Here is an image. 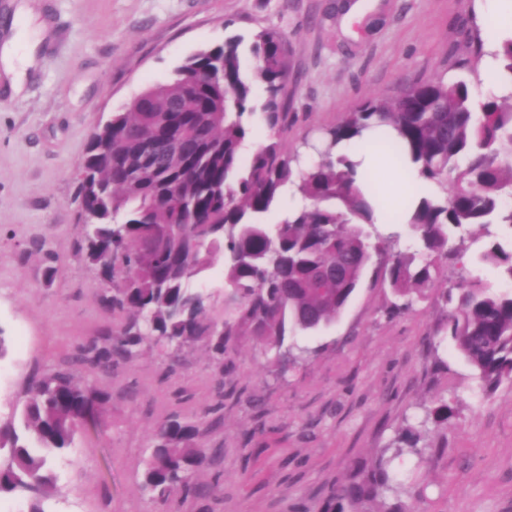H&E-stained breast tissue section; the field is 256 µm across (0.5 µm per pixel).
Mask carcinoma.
<instances>
[{"label": "carcinoma", "mask_w": 512, "mask_h": 512, "mask_svg": "<svg viewBox=\"0 0 512 512\" xmlns=\"http://www.w3.org/2000/svg\"><path fill=\"white\" fill-rule=\"evenodd\" d=\"M502 77L512 84V38L501 43ZM288 51L275 29L259 31L243 48L235 36L196 51L173 77L144 89L90 136L77 173L80 251L103 284L101 302L126 320L83 361L109 369L130 360L149 340L182 349L203 341L224 372V355L239 336H251L277 359L288 333L314 332L347 305L375 257L397 301L394 318L429 296L441 270L469 250L466 228H512V92L490 95L475 111L467 81L418 82L395 99H371L345 120L288 147ZM264 88L262 103L254 86ZM267 131L254 137L253 118ZM372 131L396 167L405 151L437 186L408 226L421 248L396 250L399 236L377 237L373 209L356 181V164L336 152ZM298 198L285 218H261L285 193ZM224 253L222 330L206 316L189 281ZM481 258L512 279V249L492 240ZM436 300L449 308L446 327L484 388L512 381V291L463 280ZM17 420L0 426V495L31 493L29 512H45L43 489L51 462L76 435L102 426L100 392L58 369L28 383ZM143 487L164 500L192 491L190 476L203 450L190 426H160ZM398 490L389 461L379 459L361 480L336 489L322 512H353L363 501Z\"/></svg>", "instance_id": "1"}]
</instances>
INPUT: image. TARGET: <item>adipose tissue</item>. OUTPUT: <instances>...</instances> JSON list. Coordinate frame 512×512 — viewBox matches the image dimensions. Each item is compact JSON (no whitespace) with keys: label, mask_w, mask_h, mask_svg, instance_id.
<instances>
[{"label":"adipose tissue","mask_w":512,"mask_h":512,"mask_svg":"<svg viewBox=\"0 0 512 512\" xmlns=\"http://www.w3.org/2000/svg\"><path fill=\"white\" fill-rule=\"evenodd\" d=\"M477 2L490 50L489 56L485 58L488 76L486 91L490 94L503 95L512 89L496 79L498 60L493 52L498 49L505 37L512 36V0ZM41 37V31L34 29L26 38L15 36L0 46V68L10 76L14 92H21L29 70L37 65L36 49ZM342 151L356 162L359 182H374L379 189L382 204L375 213L376 223L388 226L407 223L408 208L432 189L431 184L421 179L412 168H404L399 173L384 170L382 148L375 141L373 134H366L358 145H344Z\"/></svg>","instance_id":"ef3b65f1"}]
</instances>
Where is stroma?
Wrapping results in <instances>:
<instances>
[{
  "label": "stroma",
  "mask_w": 512,
  "mask_h": 512,
  "mask_svg": "<svg viewBox=\"0 0 512 512\" xmlns=\"http://www.w3.org/2000/svg\"><path fill=\"white\" fill-rule=\"evenodd\" d=\"M0 0V39L47 23L40 64L13 93L0 73V423L25 402L33 374L68 366L106 396L101 431L58 461L47 512H321L332 490L370 468L406 431L422 455L398 459L399 495L383 512H512V383L484 394L433 299L389 320L392 293L368 271L334 322L287 336L297 361L253 337L218 372L197 343L171 354L146 343L98 369L79 350L120 316L77 251L76 174L92 130L201 47L264 28L288 43L289 145L316 139L360 103L420 79L473 80L476 0ZM26 13H19V5ZM211 317L224 312V260L193 278ZM448 404L453 414L435 421ZM193 426L205 448L194 493L167 502L143 488L155 428Z\"/></svg>",
  "instance_id": "1"
}]
</instances>
